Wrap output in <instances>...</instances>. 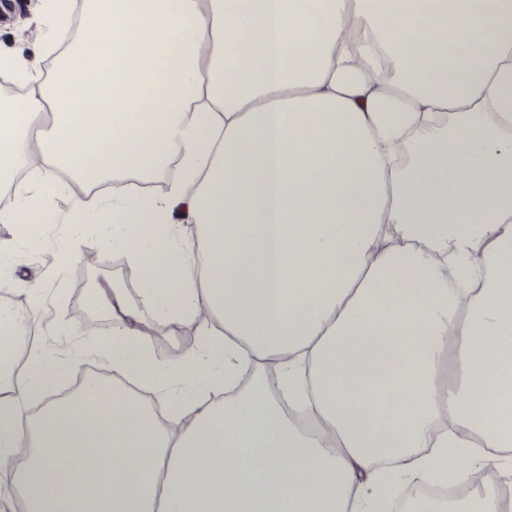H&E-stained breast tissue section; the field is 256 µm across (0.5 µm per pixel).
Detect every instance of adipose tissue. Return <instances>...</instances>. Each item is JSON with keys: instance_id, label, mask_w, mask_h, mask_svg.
Here are the masks:
<instances>
[{"instance_id": "1", "label": "adipose tissue", "mask_w": 512, "mask_h": 512, "mask_svg": "<svg viewBox=\"0 0 512 512\" xmlns=\"http://www.w3.org/2000/svg\"><path fill=\"white\" fill-rule=\"evenodd\" d=\"M42 2L41 53H0L25 88L0 99V223L36 244L71 196L75 232L139 270L137 299L92 289L112 327L87 347L139 389L92 378L28 419L66 359L18 370L0 306L24 512H376L415 481L493 485L483 459L512 450V0ZM187 324L201 342L156 358L144 326Z\"/></svg>"}]
</instances>
